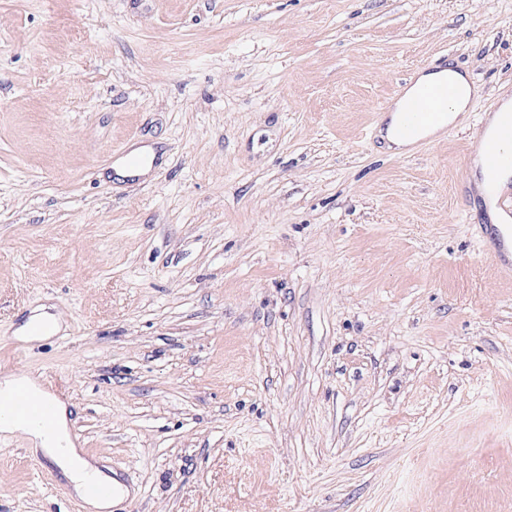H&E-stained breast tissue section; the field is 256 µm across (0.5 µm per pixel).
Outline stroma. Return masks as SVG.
Returning a JSON list of instances; mask_svg holds the SVG:
<instances>
[{"instance_id": "obj_1", "label": "stroma", "mask_w": 512, "mask_h": 512, "mask_svg": "<svg viewBox=\"0 0 512 512\" xmlns=\"http://www.w3.org/2000/svg\"><path fill=\"white\" fill-rule=\"evenodd\" d=\"M440 56L469 123L392 155ZM506 93L512 0H0V375L69 402L116 512H512V276L470 182ZM43 304L60 332L16 340ZM0 512L82 510L14 437ZM441 72H428L422 69L415 73L411 84L407 85L402 94H398L389 103L384 116V126L378 131L380 139L386 149L393 154L409 151L414 140L400 138L395 131L399 112H402L407 102L415 95L421 85L439 78L447 79L457 86V95L448 102L452 89L448 84H431L424 87L415 99L408 105L402 114L400 134L404 137H413L426 126L438 124L446 115V124L465 126L469 121L470 104L473 98L480 93V88L470 78L466 71L452 65ZM129 154L143 158L144 163L141 166L134 168L127 165L125 159H121L120 164H117L115 167L116 172L120 175L141 176L147 174L156 156L154 150L150 147H132Z\"/></svg>"}]
</instances>
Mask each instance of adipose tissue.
Masks as SVG:
<instances>
[{
	"instance_id": "1",
	"label": "adipose tissue",
	"mask_w": 512,
	"mask_h": 512,
	"mask_svg": "<svg viewBox=\"0 0 512 512\" xmlns=\"http://www.w3.org/2000/svg\"><path fill=\"white\" fill-rule=\"evenodd\" d=\"M439 77L454 83L458 89L456 96L448 103V123L457 126L468 123L471 101L480 92L479 86L473 82L469 74L454 66L448 67L438 74L424 69L420 70L415 74L411 84L405 87L402 94L391 100L384 117V125L378 131L390 153L400 154L408 151L409 141L400 138L395 131L398 116L421 85ZM472 177L489 223L512 225V213L500 208L497 204L499 196L512 187V167L490 173L476 164L472 167ZM20 391L26 392L36 399L53 401L55 405L53 428L46 432L36 426L19 425L9 418L2 417L0 418V435L24 436L30 444L31 453L46 458L65 479L83 512H112L113 507L127 495L128 489L125 486L117 485L112 475V469L105 460L87 457L79 448L76 439L70 433L66 401L55 397L54 393L44 389L39 379L32 375L6 374L0 376V397ZM91 479L116 486V496L104 499L88 496L86 484Z\"/></svg>"
}]
</instances>
